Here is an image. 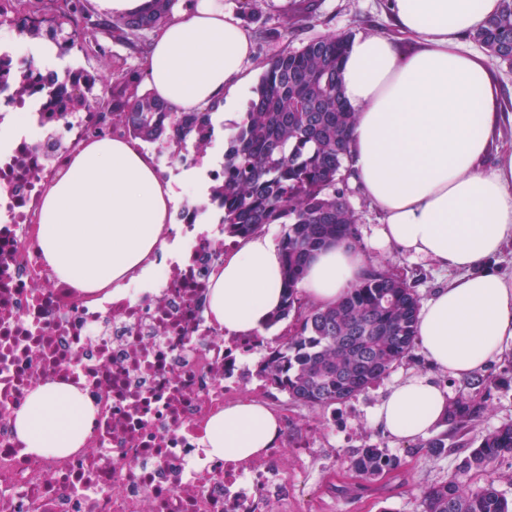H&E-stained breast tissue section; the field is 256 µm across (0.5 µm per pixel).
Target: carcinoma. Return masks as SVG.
Returning <instances> with one entry per match:
<instances>
[{
    "label": "carcinoma",
    "instance_id": "cac0c4a2",
    "mask_svg": "<svg viewBox=\"0 0 512 512\" xmlns=\"http://www.w3.org/2000/svg\"><path fill=\"white\" fill-rule=\"evenodd\" d=\"M178 0H152L150 10L90 22L86 47L101 52L98 36L127 45H144L148 34L172 15ZM467 38L493 60L512 67V0ZM351 37L325 35L301 48L275 53L266 63L247 116L224 149V237L247 239L269 224L284 225L279 240L285 282L283 304L268 327L290 320L288 343L275 349L261 373L292 402L325 407L345 402L374 386L410 356L416 337L420 297L404 278L380 266L335 302L319 305L303 295L300 283L314 253L338 240L358 242L356 219L343 174L355 113L342 100L341 61ZM100 111L117 117L134 140L167 139L180 145L211 124V105L200 112H174L154 95L139 92L130 73H119L109 98H97ZM473 395L448 404L445 423L453 433L477 421L484 410L479 397L487 380L469 382ZM448 431V432H450ZM448 432L422 444L426 454L448 452ZM512 453V422L487 431L470 447L451 480L425 487L420 512H512V500L496 486L495 463ZM401 467L400 458L366 443L356 449L350 468L357 482L337 487L344 497L382 490L379 481ZM485 476L474 489L468 473Z\"/></svg>",
    "mask_w": 512,
    "mask_h": 512
}]
</instances>
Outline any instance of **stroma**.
Listing matches in <instances>:
<instances>
[{
  "label": "stroma",
  "instance_id": "stroma-1",
  "mask_svg": "<svg viewBox=\"0 0 512 512\" xmlns=\"http://www.w3.org/2000/svg\"><path fill=\"white\" fill-rule=\"evenodd\" d=\"M244 2L224 0V9L254 35V58L247 65L251 71L258 64L267 63L277 51L298 49L308 38L321 35L381 34L394 38L399 50L406 51L412 46L411 39L398 34L384 9V0H321L315 18L309 20L305 29L295 32L287 28L288 16L299 11L307 0H258L252 12L245 10ZM104 47V52L86 54L84 63L88 68L107 75L123 62L136 74H143L146 55L138 47L109 41ZM347 194L356 216L359 244L367 251L370 264L385 267L406 278L423 298L447 285V276L433 264L411 259L391 247H373L371 240L380 216L358 187L348 185ZM486 374L490 384L485 410L481 418L462 433V447L476 445L487 430L512 422V352L488 368ZM381 391V386L377 385L351 400L316 408L293 404L287 395H280L274 409L288 415L296 427L347 425L355 433L354 438L347 441L337 435L331 436L332 447L326 461L317 463L307 475L290 482L291 491L308 504V512H418L422 489L446 480L449 473L457 470L463 458L461 450L432 459L416 444L384 436L371 423L370 415L379 402ZM365 439L397 454L402 461L401 469L392 479L388 492L361 499L337 496V485L353 479L348 460Z\"/></svg>",
  "mask_w": 512,
  "mask_h": 512
}]
</instances>
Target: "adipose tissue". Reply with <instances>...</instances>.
I'll return each mask as SVG.
<instances>
[{
	"label": "adipose tissue",
	"instance_id": "ef3b65f1",
	"mask_svg": "<svg viewBox=\"0 0 512 512\" xmlns=\"http://www.w3.org/2000/svg\"><path fill=\"white\" fill-rule=\"evenodd\" d=\"M501 0H386L399 33L417 43L400 52L384 35L351 40L341 66L342 95L355 114L347 166L380 213L378 244L448 271L445 288L422 301L416 343L452 377L466 378L512 350V277L492 261L512 241V151L484 168L497 126L500 88L485 61L466 50ZM252 39L224 0H198L192 14L159 32L145 81L175 111L224 103V133L244 119L236 108L250 75ZM197 170L161 178L148 153L124 138L81 145L47 187L39 211V251L62 283L121 296L143 278L174 223L178 185ZM368 268L364 250L339 241L311 258L300 287L328 304ZM206 312L228 334L263 331L281 304L283 268L274 239L260 233L225 257L210 277ZM450 393L431 376L409 373L388 385L371 420L395 438L418 441L446 417ZM96 410L75 385L33 388L15 419L28 454L80 448ZM277 414L241 400L205 426L209 458L243 461L274 447Z\"/></svg>",
	"mask_w": 512,
	"mask_h": 512
}]
</instances>
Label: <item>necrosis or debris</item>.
Returning <instances> with one entry per match:
<instances>
[{
    "label": "necrosis or debris",
    "instance_id": "4bbe7bcc",
    "mask_svg": "<svg viewBox=\"0 0 512 512\" xmlns=\"http://www.w3.org/2000/svg\"><path fill=\"white\" fill-rule=\"evenodd\" d=\"M56 50L64 68L0 54V125L23 130L0 148V512H299L288 471L320 456L324 434L289 427L278 447L236 463L208 459L202 442L211 414L242 391L272 398L249 359L288 340L227 335L204 315L210 270L233 249L222 224L198 222L219 209L223 164L204 168L208 192L180 187L167 251L122 297L76 292L42 263L39 207L53 174L117 129L94 108L96 71L70 62L78 38ZM50 380L80 384L95 422L75 453L35 458L14 419L27 391Z\"/></svg>",
    "mask_w": 512,
    "mask_h": 512
}]
</instances>
